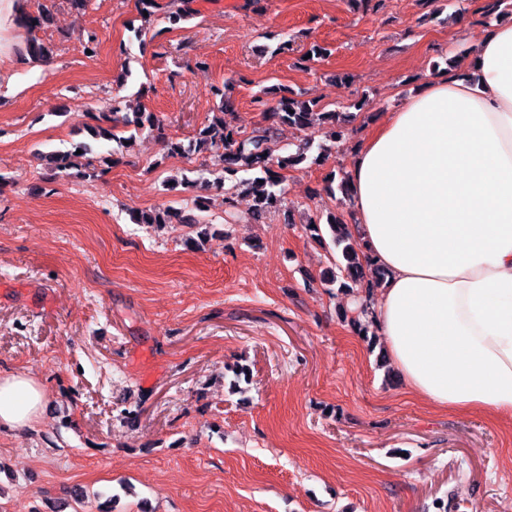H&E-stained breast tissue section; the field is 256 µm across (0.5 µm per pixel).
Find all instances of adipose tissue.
I'll list each match as a JSON object with an SVG mask.
<instances>
[{"label": "adipose tissue", "instance_id": "adipose-tissue-1", "mask_svg": "<svg viewBox=\"0 0 512 512\" xmlns=\"http://www.w3.org/2000/svg\"><path fill=\"white\" fill-rule=\"evenodd\" d=\"M347 179L351 229L386 272L362 305L404 386L512 418V24L390 112ZM45 405L28 374L0 378V425L31 426Z\"/></svg>", "mask_w": 512, "mask_h": 512}]
</instances>
